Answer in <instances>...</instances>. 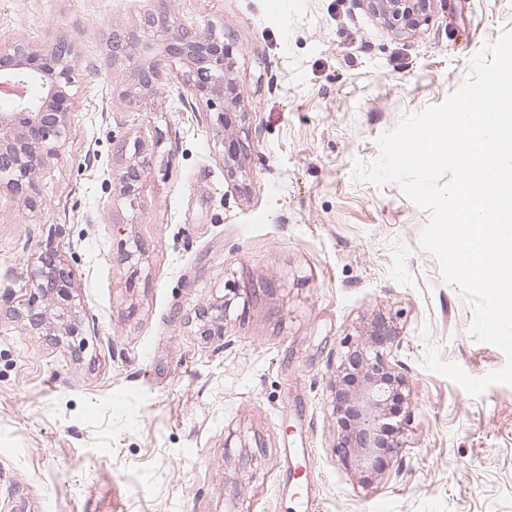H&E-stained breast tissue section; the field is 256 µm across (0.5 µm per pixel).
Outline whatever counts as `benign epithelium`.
Instances as JSON below:
<instances>
[{"instance_id": "1", "label": "benign epithelium", "mask_w": 512, "mask_h": 512, "mask_svg": "<svg viewBox=\"0 0 512 512\" xmlns=\"http://www.w3.org/2000/svg\"><path fill=\"white\" fill-rule=\"evenodd\" d=\"M368 6L395 31L415 30L428 20L430 0H367ZM145 40L114 38L112 59L129 63V79L113 86L112 94L130 107L139 106L157 81L150 56L160 45L165 55L188 68L195 96L217 112V134L224 146V164L239 162L238 115L233 106L235 85L227 61L237 46L215 35L197 36L169 19H146ZM80 73L75 45L59 38L37 48L10 37H0V89L11 94L8 109L0 111V187L24 192L34 187L37 172L48 166L65 146L71 131ZM120 193L136 201L144 191L138 168L130 165L113 174ZM72 280L61 259L42 255L31 276L30 295L23 304L24 318L33 329L46 328L65 336L79 334V319L72 308ZM384 321L374 322L362 336L349 339L336 370L334 411L349 413L352 425L339 437L336 453L347 465L379 473L406 447L404 428L386 438L384 420L392 417L398 392L410 400L409 381L388 360L383 348L391 339Z\"/></svg>"}]
</instances>
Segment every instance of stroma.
<instances>
[{
    "mask_svg": "<svg viewBox=\"0 0 512 512\" xmlns=\"http://www.w3.org/2000/svg\"><path fill=\"white\" fill-rule=\"evenodd\" d=\"M148 14L234 34V171L181 64L161 62L146 106L114 99L127 73L108 36H141ZM505 31L512 0H432L405 33L365 0H0V34L73 39L84 74L41 211L0 190V512H512V385L474 397L424 365L433 348L481 378L506 357L470 336L473 307L420 248L429 211L353 175ZM134 154L132 203L112 174ZM53 252L73 338L21 316ZM201 307L223 335H201ZM378 319L412 395L407 446L376 476L336 453L332 385Z\"/></svg>",
    "mask_w": 512,
    "mask_h": 512,
    "instance_id": "35a3bbf8",
    "label": "stroma"
}]
</instances>
